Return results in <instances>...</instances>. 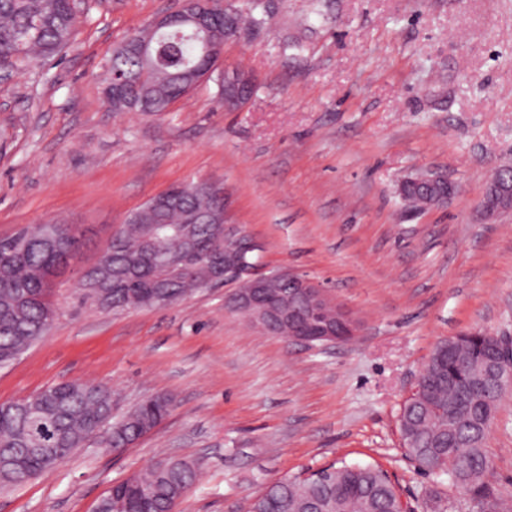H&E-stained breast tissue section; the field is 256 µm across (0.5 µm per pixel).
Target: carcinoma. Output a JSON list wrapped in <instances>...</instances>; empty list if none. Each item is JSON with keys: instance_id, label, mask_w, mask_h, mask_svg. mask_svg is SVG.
Listing matches in <instances>:
<instances>
[{"instance_id": "cac0c4a2", "label": "carcinoma", "mask_w": 512, "mask_h": 512, "mask_svg": "<svg viewBox=\"0 0 512 512\" xmlns=\"http://www.w3.org/2000/svg\"><path fill=\"white\" fill-rule=\"evenodd\" d=\"M76 5L70 0H0V66L7 69L44 62L73 38L78 26ZM211 40L220 44L243 17L229 15L222 0H214ZM139 36L151 45V55L112 51L106 73L127 88L144 112H166L195 88L188 75L212 63L203 58L206 32L193 25L176 24L166 32L144 27ZM184 209L219 205L224 188L214 184L203 193L193 184L172 188ZM433 193L429 186L406 182L401 199L417 212ZM137 222L122 225L123 249L104 255L110 265L139 251L140 229L153 221L145 209L131 214ZM198 239L213 250L232 248V242L211 236L209 227H197ZM44 225L35 224L14 236L0 238V366L40 340L49 325V280L62 274L77 257L81 242L60 241L58 248L43 244ZM187 296L203 288L200 273L188 268L174 284ZM92 288L107 292L112 310L146 305L145 283L127 280L96 281ZM490 343L481 333H466L440 342L424 369L430 393L401 410L400 433L404 448L428 474L444 472L480 506V512H506L508 507L492 489V464L484 448L489 422L496 416L509 387L497 388L495 379L480 377L473 368L485 364ZM169 411L164 398L148 399L121 417H112V390L92 383L66 381L18 401L0 403V456L18 459L34 475L51 466L29 450L26 432L41 424L49 446L63 449V457L85 447L88 432L98 423L112 424V447L126 448L156 428ZM198 469L168 459L116 484L96 512H114L122 503L127 512H170L196 482ZM400 494L386 472L374 465L330 466L305 478H282L267 484L251 498L245 512H399Z\"/></svg>"}]
</instances>
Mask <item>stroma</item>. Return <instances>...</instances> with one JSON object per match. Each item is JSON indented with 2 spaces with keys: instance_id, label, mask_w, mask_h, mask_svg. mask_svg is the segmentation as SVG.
<instances>
[{
  "instance_id": "1",
  "label": "stroma",
  "mask_w": 512,
  "mask_h": 512,
  "mask_svg": "<svg viewBox=\"0 0 512 512\" xmlns=\"http://www.w3.org/2000/svg\"><path fill=\"white\" fill-rule=\"evenodd\" d=\"M262 4L265 24L222 58L255 78L243 111L220 108L210 80L166 112H113L106 61L178 0H77L56 60L0 80V237L76 225L85 268L152 196L219 183L265 270L322 284L358 320L354 340L291 344L228 311L224 286L104 312L67 273L47 334L0 368V402L77 380L111 387L123 411L152 396L173 408L121 452L96 439L0 489V512H95L114 483L173 456L199 467L176 512H238L267 483L345 464L383 469L411 512H477L447 475L419 472L399 416L440 341L512 337V208L478 212L512 164V0ZM426 172L457 192L409 213L397 186ZM485 448L512 502V392Z\"/></svg>"
}]
</instances>
